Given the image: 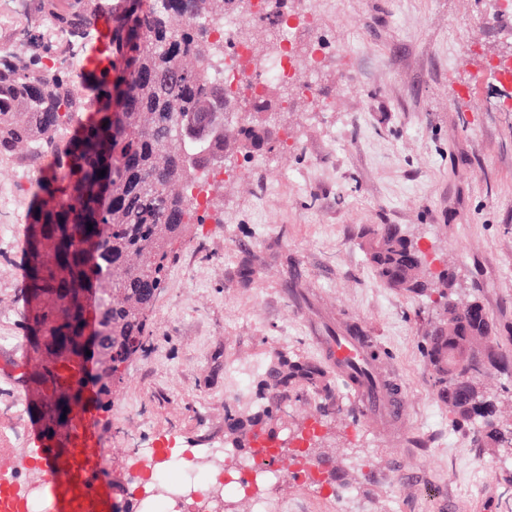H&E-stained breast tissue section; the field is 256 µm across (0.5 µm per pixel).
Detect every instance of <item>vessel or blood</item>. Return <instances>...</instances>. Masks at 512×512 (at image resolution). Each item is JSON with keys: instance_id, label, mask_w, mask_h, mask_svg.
<instances>
[{"instance_id": "obj_1", "label": "vessel or blood", "mask_w": 512, "mask_h": 512, "mask_svg": "<svg viewBox=\"0 0 512 512\" xmlns=\"http://www.w3.org/2000/svg\"><path fill=\"white\" fill-rule=\"evenodd\" d=\"M326 361L352 386L361 411L373 430L383 421H403L409 406L398 379L387 377L364 344L351 333L318 337ZM77 448L68 454L32 430L31 439L46 466L42 493L51 512H113L118 485L104 473L107 460L99 444L94 419L86 405L75 409Z\"/></svg>"}]
</instances>
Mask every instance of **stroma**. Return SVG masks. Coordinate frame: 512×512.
Returning <instances> with one entry per match:
<instances>
[{
  "label": "stroma",
  "mask_w": 512,
  "mask_h": 512,
  "mask_svg": "<svg viewBox=\"0 0 512 512\" xmlns=\"http://www.w3.org/2000/svg\"><path fill=\"white\" fill-rule=\"evenodd\" d=\"M312 9L319 63L296 47L294 76L276 88L272 149L231 155L227 178L206 181L205 221L174 247L146 347L120 364L95 412L111 471L144 448L208 465L225 444V411L255 402L274 353L324 365L316 337L354 322L389 352L406 424L368 430L338 378L329 392L291 395L275 414L290 471L256 495L226 496L224 512H254L259 496L269 512H512V450L488 447L480 423H453L434 397L422 338L439 295L388 288L360 240L363 227L399 225L431 273L453 272V301L482 302L512 358V83L489 68L512 54V36L492 22L496 0H288V14ZM42 22L38 0L20 11L0 0V46ZM310 83L319 97L304 94ZM48 164L0 159V182L22 190L0 225H22ZM22 242L0 241V470L35 454ZM299 440L339 466L335 491L318 488Z\"/></svg>",
  "instance_id": "obj_1"
}]
</instances>
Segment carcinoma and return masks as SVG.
Masks as SVG:
<instances>
[{
    "label": "carcinoma",
    "mask_w": 512,
    "mask_h": 512,
    "mask_svg": "<svg viewBox=\"0 0 512 512\" xmlns=\"http://www.w3.org/2000/svg\"><path fill=\"white\" fill-rule=\"evenodd\" d=\"M240 0H112V28L94 48L95 69L73 75L48 69L27 49L39 29L0 52V156L21 148L52 157L36 180L24 214L26 327L50 333L56 355L32 350L28 380L42 396L49 435L75 439L73 407L82 394L64 382L85 360L88 294L96 295L97 403L112 396L117 363L143 346L147 312L163 282L173 246L201 224L193 189L199 173L234 150L271 149V127L259 119L271 99L247 102L251 118L237 138L224 135V87L212 81L215 53L207 23ZM45 19L68 33L51 44L59 57H80L102 0H40ZM106 171L99 176L100 171ZM361 246L388 287L423 296L453 288L451 272L431 275L415 245L395 224L365 227ZM423 350L438 401L455 422L477 421L488 443L512 445L501 402L486 386L490 371L512 364L500 353L483 304L448 302L437 312ZM475 353L489 364L459 381ZM258 401L224 416L233 448L259 442L258 426L294 391L327 392L325 371L276 353L257 383Z\"/></svg>",
    "instance_id": "obj_1"
}]
</instances>
